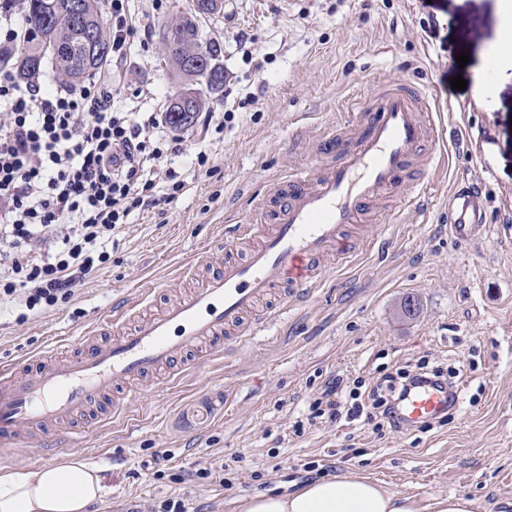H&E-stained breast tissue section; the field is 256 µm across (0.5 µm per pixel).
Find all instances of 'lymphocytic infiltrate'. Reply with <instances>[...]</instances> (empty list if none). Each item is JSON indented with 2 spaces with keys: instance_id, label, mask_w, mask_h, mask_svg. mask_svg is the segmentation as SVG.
I'll return each mask as SVG.
<instances>
[{
  "instance_id": "lymphocytic-infiltrate-1",
  "label": "lymphocytic infiltrate",
  "mask_w": 512,
  "mask_h": 512,
  "mask_svg": "<svg viewBox=\"0 0 512 512\" xmlns=\"http://www.w3.org/2000/svg\"><path fill=\"white\" fill-rule=\"evenodd\" d=\"M156 115L118 112L93 76L54 91L0 71V305L45 313L69 302L110 255L107 245L135 212L172 202L185 184L158 169L180 141ZM420 362L377 377L371 388L326 385L308 406L309 423L365 419L375 430H405L396 409L408 385L447 382Z\"/></svg>"
}]
</instances>
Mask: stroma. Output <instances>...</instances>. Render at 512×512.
Instances as JSON below:
<instances>
[{
	"mask_svg": "<svg viewBox=\"0 0 512 512\" xmlns=\"http://www.w3.org/2000/svg\"><path fill=\"white\" fill-rule=\"evenodd\" d=\"M192 0H130L135 34L112 74V107L162 114L183 87L166 65L158 32ZM501 0H224L198 18L223 48L224 90L210 109L233 113L222 134L200 124L178 132L171 157L186 187L164 213L132 215L108 245L109 260L73 300L26 322L0 315V367L54 351L72 355L82 332L121 300L141 314L153 290L160 308L184 294L195 258L248 217L268 182L301 165L329 164L313 136L341 122L349 100L399 77L427 83L441 107L447 170L423 209L377 200L354 225L349 262L322 260L319 288L274 331L146 391L54 462L102 469L105 496L88 512L181 498L210 512L241 499L288 496L317 477H365L413 497L422 512L456 492L477 512H512V54L488 70L504 17ZM470 57L458 65L459 54ZM465 90H452L454 76ZM485 83L494 93L477 95ZM302 147L287 149L290 138ZM205 146L206 167L195 153ZM477 185L487 236L448 234V194ZM412 312H405V302ZM451 367L462 404L445 426L404 433L360 422L306 426L309 400L327 381L369 382L408 361ZM209 469L206 478L198 469Z\"/></svg>",
	"mask_w": 512,
	"mask_h": 512,
	"instance_id": "35a3bbf8",
	"label": "stroma"
}]
</instances>
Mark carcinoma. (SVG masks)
Wrapping results in <instances>:
<instances>
[{
    "instance_id": "obj_1",
    "label": "carcinoma",
    "mask_w": 512,
    "mask_h": 512,
    "mask_svg": "<svg viewBox=\"0 0 512 512\" xmlns=\"http://www.w3.org/2000/svg\"><path fill=\"white\" fill-rule=\"evenodd\" d=\"M211 7L179 17L177 41L162 42L166 61L191 90L200 79L214 92L224 86V80L188 64L198 48H204L213 61H218L221 46L213 40L202 41L195 23L197 14L214 15L224 8V0H210ZM103 0H25L30 36L24 46L7 59L16 77L29 81L50 63L72 83H79L96 74L108 61L109 53L86 59V39L93 33L103 44L111 45L105 31Z\"/></svg>"
}]
</instances>
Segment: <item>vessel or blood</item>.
Listing matches in <instances>:
<instances>
[{"label":"vessel or blood","mask_w":512,"mask_h":512,"mask_svg":"<svg viewBox=\"0 0 512 512\" xmlns=\"http://www.w3.org/2000/svg\"><path fill=\"white\" fill-rule=\"evenodd\" d=\"M439 107L426 85L401 77L376 95L371 108L350 112L344 123L317 138L318 154L340 150L338 163L304 166L269 185L256 203L257 219L233 225L224 242V262L208 268L185 297L132 322L122 304L112 307L113 331L101 341L84 332L78 354L47 353L35 365L0 368V447H31L47 456L85 434L78 421L95 420L97 408L119 413L143 391L150 377L193 367L198 347L219 354L224 336L245 343L281 320L287 305L272 311L259 304L273 289L287 288L290 302L307 296L323 278L319 261L327 254L346 260L352 246L344 233L360 223L381 194L401 189L424 197L447 163L438 136ZM357 133L354 150H341L348 126ZM450 235L458 241L486 231L482 200L473 189L448 199ZM259 235L245 258L235 256L239 241ZM448 408L446 389L421 383L400 402L399 417L429 422Z\"/></svg>","instance_id":"1"}]
</instances>
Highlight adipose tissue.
<instances>
[{
  "mask_svg": "<svg viewBox=\"0 0 512 512\" xmlns=\"http://www.w3.org/2000/svg\"><path fill=\"white\" fill-rule=\"evenodd\" d=\"M104 493L98 467L73 459L34 468L0 470V512H87ZM240 512H419L409 496L367 478L345 476L308 483L291 495L243 500Z\"/></svg>",
  "mask_w": 512,
  "mask_h": 512,
  "instance_id": "obj_1",
  "label": "adipose tissue"
}]
</instances>
